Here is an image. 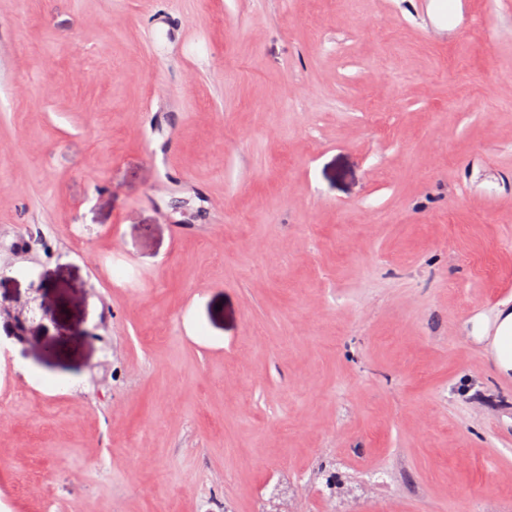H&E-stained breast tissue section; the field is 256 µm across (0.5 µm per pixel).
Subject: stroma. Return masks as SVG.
Returning <instances> with one entry per match:
<instances>
[{
    "instance_id": "1",
    "label": "stroma",
    "mask_w": 512,
    "mask_h": 512,
    "mask_svg": "<svg viewBox=\"0 0 512 512\" xmlns=\"http://www.w3.org/2000/svg\"><path fill=\"white\" fill-rule=\"evenodd\" d=\"M0 0V512H512V0ZM31 302H35V299L30 300L23 308L18 312L13 311L11 306L0 307V318L3 316V332L5 336L15 339L17 341H23L25 336H28L30 330V323H33L37 317V310L40 314V320H44L50 317V313L47 309L38 305L33 307L30 305ZM27 310L28 313H32L31 318L24 315Z\"/></svg>"
}]
</instances>
